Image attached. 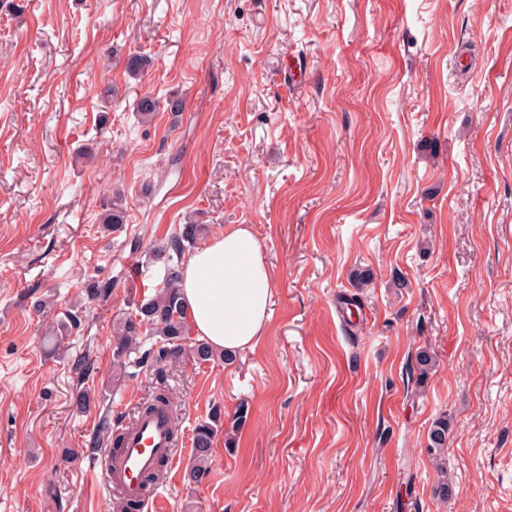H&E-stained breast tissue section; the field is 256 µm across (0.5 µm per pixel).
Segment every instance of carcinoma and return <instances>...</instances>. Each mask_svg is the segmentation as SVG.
I'll use <instances>...</instances> for the list:
<instances>
[{"label":"carcinoma","mask_w":512,"mask_h":512,"mask_svg":"<svg viewBox=\"0 0 512 512\" xmlns=\"http://www.w3.org/2000/svg\"><path fill=\"white\" fill-rule=\"evenodd\" d=\"M147 65L148 61L144 56L132 53L126 58L125 72L128 76L138 79L143 75ZM136 109L140 120H150L157 112L158 101L145 95L137 101ZM126 212L124 198L116 194L101 214L100 224L107 230L118 232L126 223ZM207 231L208 227L205 224H182L177 232L150 248L148 262L152 265H164L163 282L155 289L154 294L143 296L135 304L134 311L112 322V352L118 365L115 371L116 379L125 378L129 367H143L150 358L157 362L190 360L198 365L232 359V355L218 353L206 343L193 340L189 336L188 312L180 289L181 258L186 251L196 247ZM84 292L90 302L104 300L112 293V282H92ZM154 337L159 338L161 347L155 352L150 348L144 349L146 342ZM434 365L433 354L427 349H422L416 353L414 362L409 364L410 374L417 375L418 382L422 383ZM222 419L224 415L216 408L209 420L195 427L192 462L186 471L188 484L199 483L208 476L213 440ZM448 429V416L443 415L435 419L429 430L427 445V453L436 466L437 480L434 492L444 502L448 501L451 493L447 466Z\"/></svg>","instance_id":"1"}]
</instances>
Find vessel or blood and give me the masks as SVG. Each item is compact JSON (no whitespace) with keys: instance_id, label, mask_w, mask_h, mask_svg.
<instances>
[{"instance_id":"vessel-or-blood-1","label":"vessel or blood","mask_w":512,"mask_h":512,"mask_svg":"<svg viewBox=\"0 0 512 512\" xmlns=\"http://www.w3.org/2000/svg\"><path fill=\"white\" fill-rule=\"evenodd\" d=\"M129 433L122 448L97 459L109 487L122 498L140 502L144 512L156 503L153 492L142 485L159 461H174L177 438L170 408L161 407L153 413L137 415L128 422Z\"/></svg>"}]
</instances>
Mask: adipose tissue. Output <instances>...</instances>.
Listing matches in <instances>:
<instances>
[{
    "instance_id": "adipose-tissue-1",
    "label": "adipose tissue",
    "mask_w": 512,
    "mask_h": 512,
    "mask_svg": "<svg viewBox=\"0 0 512 512\" xmlns=\"http://www.w3.org/2000/svg\"><path fill=\"white\" fill-rule=\"evenodd\" d=\"M192 330L218 352L254 348L270 318L273 282L259 239L240 226L215 235L182 264Z\"/></svg>"
}]
</instances>
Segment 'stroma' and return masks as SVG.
Wrapping results in <instances>:
<instances>
[{
    "mask_svg": "<svg viewBox=\"0 0 512 512\" xmlns=\"http://www.w3.org/2000/svg\"><path fill=\"white\" fill-rule=\"evenodd\" d=\"M188 221L259 238L266 334L115 384L112 320ZM91 279L111 296L52 354L34 304L62 315ZM161 385L181 444L159 512H512V0H0V512H116L84 456ZM242 402L234 446L216 436L187 485L196 425ZM443 415L445 503L426 453ZM126 212L127 207L124 198L120 194H116L106 206L104 213L101 214L100 224L106 230H112L113 233L121 231L126 223Z\"/></svg>",
    "mask_w": 512,
    "mask_h": 512,
    "instance_id": "stroma-1",
    "label": "stroma"
}]
</instances>
